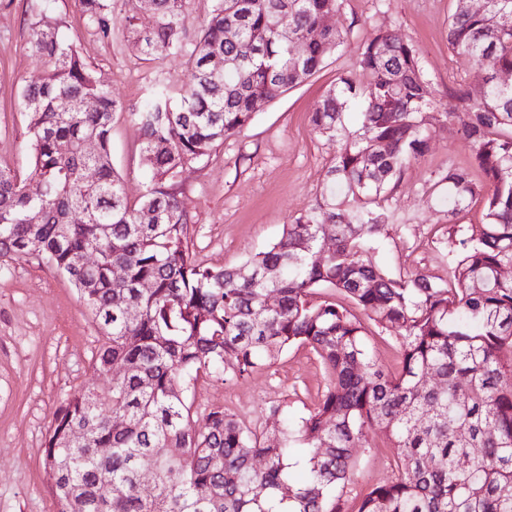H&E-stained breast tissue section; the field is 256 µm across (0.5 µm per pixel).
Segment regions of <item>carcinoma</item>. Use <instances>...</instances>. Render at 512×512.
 <instances>
[{
    "label": "carcinoma",
    "mask_w": 512,
    "mask_h": 512,
    "mask_svg": "<svg viewBox=\"0 0 512 512\" xmlns=\"http://www.w3.org/2000/svg\"><path fill=\"white\" fill-rule=\"evenodd\" d=\"M79 3L108 35L109 0ZM455 3L448 44L475 62L478 91L458 89L465 119L446 120L483 181L450 167L439 182L450 189L448 215L479 197L485 224L462 240L443 283L385 272L374 247L389 221L380 198L427 150L433 111L417 52L394 31L372 33L359 47L360 75L340 74L311 112L313 130L338 139L321 201L268 249L215 269L190 256L178 175L247 126L256 103L321 69L342 40L323 24L340 0H213L186 82L158 87L130 113L150 170L136 204L112 165L122 106L61 35L62 21L41 16L29 48L44 69L21 92L30 171L0 167V261L44 256L101 326L97 370L124 366L107 390L78 392L58 410L43 461L57 512L75 503L81 512H346L352 449L366 447L373 427L395 448L397 475L371 488L358 512H512V280L499 277L512 265V86L495 79L512 70V0H485L480 13ZM187 4L152 0L145 15L141 0H126L125 26L145 60L182 51ZM301 39L307 52L295 59L291 43ZM351 103L362 112L348 131ZM87 140L95 151L85 152ZM29 180L41 195L28 194ZM361 314L402 331L396 367L370 352ZM293 345L310 347L331 377L307 416L269 433L216 408L196 424L191 382L245 379ZM110 414L126 426L111 428ZM145 457L156 469L149 486L139 475Z\"/></svg>",
    "instance_id": "obj_1"
}]
</instances>
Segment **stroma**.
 <instances>
[{"label":"stroma","instance_id":"obj_1","mask_svg":"<svg viewBox=\"0 0 512 512\" xmlns=\"http://www.w3.org/2000/svg\"><path fill=\"white\" fill-rule=\"evenodd\" d=\"M453 0H342L335 18L343 44L306 82L257 110L250 125L226 138L209 158L183 170L179 183L193 215V258L220 268L241 263L276 243L284 227L320 200L335 140L317 135L310 114L339 74L357 69L358 48L375 30L390 28L418 52L435 107L427 152L404 170L384 206L390 219L376 243L389 273L421 271L447 279L460 241L484 221L480 200L456 219L448 217V187L436 176L451 166H470V146L448 131L447 116H460L455 90L474 84L475 65L448 47ZM125 0H112V28L97 36L78 0H0V167L26 172L30 161L28 117L20 93L41 63L28 38L41 14L63 22L62 35L112 86L123 108L112 124V163L130 202L146 190L148 172L140 154L141 133L128 114L149 91L187 78L194 49L152 62L141 58L125 24ZM103 342L91 312L68 280L36 255L0 268V512H57L45 479L44 441L57 409L73 394L104 388L94 359ZM330 382L309 348L293 346L244 379L224 375L192 383L187 395L197 421L224 407L258 425L274 424L277 405L296 418L307 414ZM395 451L382 431L370 430L357 449L347 487V510L373 486L395 474Z\"/></svg>","mask_w":512,"mask_h":512}]
</instances>
